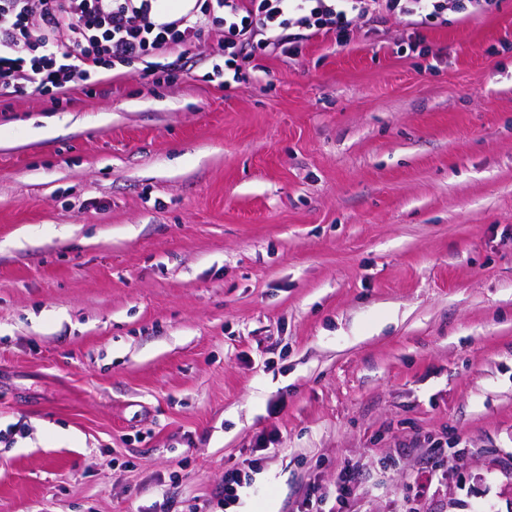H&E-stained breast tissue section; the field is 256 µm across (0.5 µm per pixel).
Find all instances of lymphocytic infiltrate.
<instances>
[{"label":"lymphocytic infiltrate","instance_id":"1","mask_svg":"<svg viewBox=\"0 0 512 512\" xmlns=\"http://www.w3.org/2000/svg\"><path fill=\"white\" fill-rule=\"evenodd\" d=\"M157 0H0V98L66 93L92 83L100 70L140 61L146 71L173 75L170 56L199 42L204 22L223 27L220 64L238 70L241 57L289 54L284 29L350 41L357 21L382 8L442 26L449 7L486 11L495 0H198L184 15L158 21Z\"/></svg>","mask_w":512,"mask_h":512}]
</instances>
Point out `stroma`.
<instances>
[{
  "mask_svg": "<svg viewBox=\"0 0 512 512\" xmlns=\"http://www.w3.org/2000/svg\"><path fill=\"white\" fill-rule=\"evenodd\" d=\"M448 18L0 100V512H512V0ZM246 474H242L241 471L230 468L224 471V498L220 499L217 506L224 510L233 505L238 500L239 489L242 488ZM351 482L352 472L344 468L336 480L333 492L331 489H326L319 485L313 486L304 503L306 509L304 512H322L320 510H322L323 504L328 502L333 493L334 500L339 507V512H342L351 491Z\"/></svg>",
  "mask_w": 512,
  "mask_h": 512,
  "instance_id": "1",
  "label": "stroma"
}]
</instances>
